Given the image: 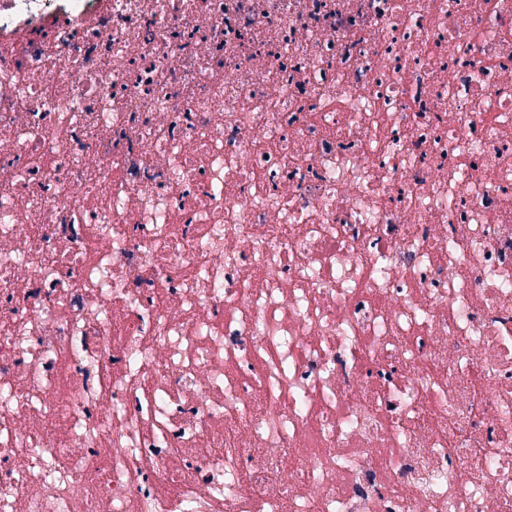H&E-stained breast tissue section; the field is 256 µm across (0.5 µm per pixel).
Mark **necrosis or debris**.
<instances>
[{"label": "necrosis or debris", "mask_w": 512, "mask_h": 512, "mask_svg": "<svg viewBox=\"0 0 512 512\" xmlns=\"http://www.w3.org/2000/svg\"><path fill=\"white\" fill-rule=\"evenodd\" d=\"M0 512H512V0H0Z\"/></svg>", "instance_id": "4bbe7bcc"}]
</instances>
